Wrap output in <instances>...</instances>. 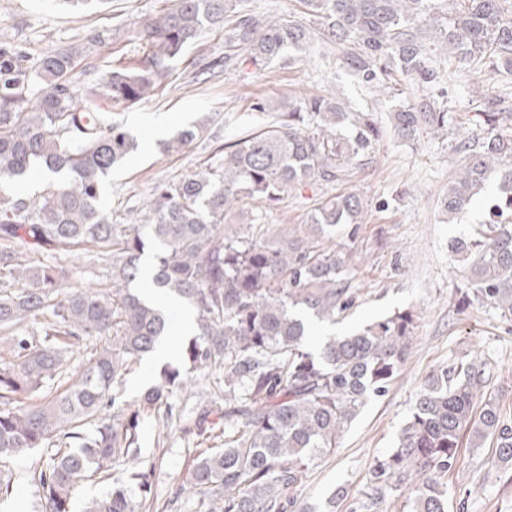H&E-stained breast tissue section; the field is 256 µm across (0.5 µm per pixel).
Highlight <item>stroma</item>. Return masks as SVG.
<instances>
[{"label": "stroma", "mask_w": 512, "mask_h": 512, "mask_svg": "<svg viewBox=\"0 0 512 512\" xmlns=\"http://www.w3.org/2000/svg\"><path fill=\"white\" fill-rule=\"evenodd\" d=\"M170 4L171 0H95L70 6L63 0H0V42L22 45L32 69L46 55L82 45L74 73L80 79L96 77L118 63L137 65L129 45L134 21ZM93 32L107 34V43L84 45V36ZM223 52V29L206 30L154 96L123 110L127 127L142 146L113 171L102 205L113 223H123L128 210L151 200L158 184L215 162L223 156L225 143L270 123L271 113L254 110L256 100L276 104L331 94L352 109L376 110L381 136L372 162L355 171L347 184L368 207L356 237H340L335 243L336 249L352 256L347 277L354 305L341 326L353 329L407 309L415 315V329L410 353L389 392L366 403L340 447L310 469L299 492L310 512H328L331 494L346 487L347 497L337 503L335 512H350L374 460L396 446L413 400L431 371L461 358L485 359V390L497 397L503 414L512 415V323L500 322L479 304L462 305L464 279L450 252L453 239L487 221V201L479 199L455 218L447 217L440 198L462 164L461 155L443 137L428 134L407 143L396 136L388 102L347 76L343 48L316 38L290 64L200 72V63ZM488 86L512 96L511 76L487 68L457 74L449 87L452 126L469 124L474 112L482 109V91ZM203 115L210 118L208 126L190 146L179 152L165 150L166 140ZM335 191L332 185L301 186L280 202L246 199L239 208L246 216H259L262 223L303 233L309 229L313 208ZM382 201L387 204L383 210L378 207ZM26 259L64 268L68 285L75 288L112 281L108 263L81 251L56 258L31 252ZM195 417L194 403L188 400L174 410L169 424L145 419L141 452L154 462L155 476L152 497L142 512H161L199 454L222 447V438L186 434ZM49 455V449L36 448L0 467V479L13 485L0 512H13L18 498L24 499L25 512H39L37 474ZM459 457V465L448 474V512H512V472L500 470L494 448L465 445Z\"/></svg>", "instance_id": "35a3bbf8"}]
</instances>
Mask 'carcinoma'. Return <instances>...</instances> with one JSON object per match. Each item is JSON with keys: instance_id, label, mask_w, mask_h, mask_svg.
Masks as SVG:
<instances>
[{"instance_id": "cac0c4a2", "label": "carcinoma", "mask_w": 512, "mask_h": 512, "mask_svg": "<svg viewBox=\"0 0 512 512\" xmlns=\"http://www.w3.org/2000/svg\"><path fill=\"white\" fill-rule=\"evenodd\" d=\"M239 2L174 0L136 22L137 66L116 65L88 82L72 77L77 52L67 48L40 60L36 89L23 66L26 51L0 44V186H18L36 172L63 176L40 196L0 193V330L11 336L17 358L0 367V458L56 448L38 474L40 512H71L77 488L130 461L136 467L129 481H113L86 512H139L154 472L137 448L144 417L169 420L177 395L217 368L224 370V447L196 459L168 505L188 491L201 495L210 512H307L295 496L307 472L339 447L367 401L388 392L405 362L414 330L406 311L309 345L310 325H334L351 307L349 256L321 243L356 236L368 206L362 196L341 187L324 198L309 216L311 235L280 231L268 240V225L234 223L233 210L245 198L276 203L299 185L341 186L371 163L381 134L374 113L350 112L323 95L277 106L256 101L254 110L276 116L224 145L218 164L156 186L125 224L112 223L101 205L106 178L140 146L108 109L130 108L156 92L204 29L224 25V57L209 68L290 62L291 52L309 44L305 22L247 14ZM298 2L320 24L322 40L345 49L344 66L359 81L388 94L400 76L420 92L390 113L398 136L450 134L464 163L442 198L448 215L496 176L491 221L452 240L451 252L469 285L462 301L511 323L512 107L493 91L475 113L474 129L451 131L448 89L433 61L449 56L456 65L450 75L486 65L512 75V15L501 0H455L450 18L437 0ZM204 129L199 123L178 132L168 150H182ZM25 250L102 255L112 289H71L64 271L24 262ZM147 253L152 288L193 313L196 334L181 362L164 366L133 406L118 390L172 321L132 288L145 279ZM45 313L51 320L43 341L32 346L17 331ZM92 335L105 337L100 351L54 396L35 401L43 384L62 373L73 342ZM484 373L473 359L432 373L352 512H379L395 496L404 498L406 512H448V472L459 464L466 435L474 448L492 443L512 470V418L496 397L479 398ZM109 406L112 415L102 416Z\"/></svg>"}]
</instances>
